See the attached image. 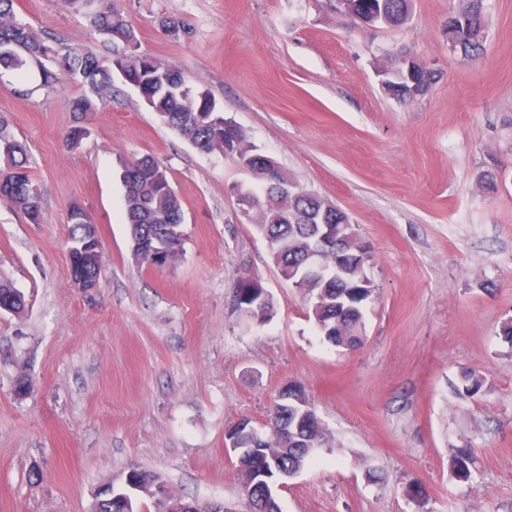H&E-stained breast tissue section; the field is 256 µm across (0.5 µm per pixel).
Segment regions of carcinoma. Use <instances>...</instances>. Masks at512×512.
<instances>
[{
	"label": "carcinoma",
	"instance_id": "obj_1",
	"mask_svg": "<svg viewBox=\"0 0 512 512\" xmlns=\"http://www.w3.org/2000/svg\"><path fill=\"white\" fill-rule=\"evenodd\" d=\"M88 0H62L63 6L87 17L92 27L109 40L125 45V52L109 66L93 53L71 47L58 40L39 37L25 23L16 19L15 0H0V71L17 75L19 86L14 93L28 97L37 90L53 91L67 83L77 82L88 92L75 98L72 111L94 112L112 97V70L121 73L127 84L140 90L146 106L161 122L178 131L202 152H224V113L216 107L212 95L205 102L195 96L184 72L171 64L139 51L135 30L126 19L116 0H101L90 10ZM376 12L378 25L391 28L404 26L410 16V0H347L342 13L354 18ZM466 25L455 27L447 22L448 46L468 58L485 51L486 18L484 0H468L461 11ZM408 52L393 54L387 72L386 91L401 102H412L415 96L401 79ZM0 199L24 214L31 224H42L45 216L39 204L40 189L28 172V151L21 142L4 133L0 120ZM141 168L140 179L125 186L124 206L129 226L131 250L139 261L153 262L154 239H165L167 259L179 255L183 243V206L176 194L166 167L157 158L144 155L122 162V166ZM261 190L255 193L253 209L246 219L266 243L271 261L279 270H301L313 249V225L303 221L309 213L321 211L327 202L320 196L304 191L286 195L280 185L291 183L281 171L267 180L263 173L255 174ZM318 262L323 276H305L296 282L297 289L311 302L310 317L319 334L328 343L353 349L363 341L366 303L364 287H352L360 278V270L349 264L341 278L333 277L336 266V245L319 250ZM12 284L0 280V299L12 298L15 313L25 309L23 299L16 296ZM300 395L301 404L289 408L274 402L269 419L256 433L245 437L243 452L235 456V466L242 482L252 473L265 468L269 475L283 472L297 476L307 468L317 449L327 444V434L313 424L295 428L298 417L312 418L315 411L305 389L292 385Z\"/></svg>",
	"mask_w": 512,
	"mask_h": 512
}]
</instances>
